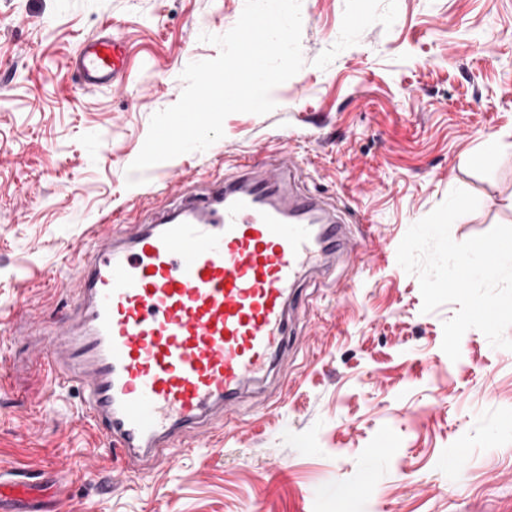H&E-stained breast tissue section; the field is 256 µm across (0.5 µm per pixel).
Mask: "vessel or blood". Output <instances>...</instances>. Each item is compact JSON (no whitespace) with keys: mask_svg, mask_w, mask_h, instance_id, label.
Instances as JSON below:
<instances>
[{"mask_svg":"<svg viewBox=\"0 0 512 512\" xmlns=\"http://www.w3.org/2000/svg\"><path fill=\"white\" fill-rule=\"evenodd\" d=\"M68 69L78 89H119L127 44L104 27ZM294 167L242 161L181 187L151 221L101 225L74 254L73 303L40 340L46 392L82 388L81 418L122 471L214 436L287 357L303 283L351 258L345 224L321 197L293 191ZM32 476L8 478L0 512H44Z\"/></svg>","mask_w":512,"mask_h":512,"instance_id":"1","label":"vessel or blood"}]
</instances>
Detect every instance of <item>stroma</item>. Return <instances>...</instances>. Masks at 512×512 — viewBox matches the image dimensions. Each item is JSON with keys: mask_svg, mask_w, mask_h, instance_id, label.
Masks as SVG:
<instances>
[{"mask_svg": "<svg viewBox=\"0 0 512 512\" xmlns=\"http://www.w3.org/2000/svg\"><path fill=\"white\" fill-rule=\"evenodd\" d=\"M244 2L0 0V473L44 471L60 512H512V350L471 329L450 360L457 304L423 312L397 263L408 228L456 188L479 206L454 241L512 226V0H302L304 65L274 110L230 114L206 151L127 187L185 67L220 53L200 34L228 32ZM107 23L127 41L128 83L76 89L68 59ZM490 135L496 160L471 166ZM278 153L301 157L299 191L370 219L351 227L364 254L305 283L315 313L298 315L284 401L243 404L224 440L126 477L78 419V389L47 396L28 327L60 318L65 261L101 217L143 221L170 172L193 184Z\"/></svg>", "mask_w": 512, "mask_h": 512, "instance_id": "obj_1", "label": "stroma"}]
</instances>
